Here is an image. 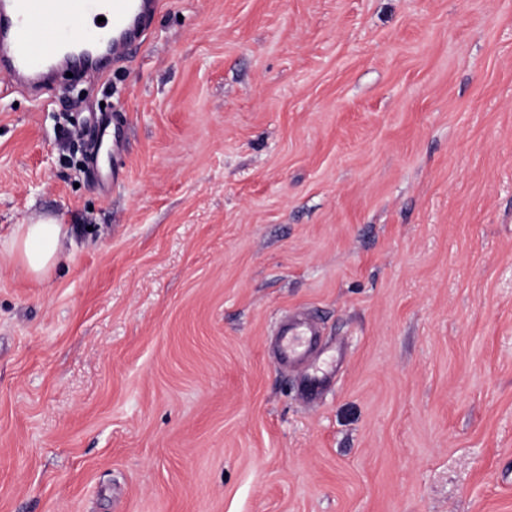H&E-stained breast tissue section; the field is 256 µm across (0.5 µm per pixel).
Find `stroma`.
Wrapping results in <instances>:
<instances>
[{"mask_svg":"<svg viewBox=\"0 0 512 512\" xmlns=\"http://www.w3.org/2000/svg\"><path fill=\"white\" fill-rule=\"evenodd\" d=\"M41 215L0 512H512V0H161L102 78L0 77V243ZM293 312L343 355L313 402ZM64 234L63 224L51 218L20 224L4 244V252L34 276L42 277L64 259L59 248ZM276 336L279 362L284 366H298L311 355L320 333L312 318L292 317L280 323Z\"/></svg>","mask_w":512,"mask_h":512,"instance_id":"35a3bbf8","label":"stroma"}]
</instances>
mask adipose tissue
Segmentation results:
<instances>
[{"label":"adipose tissue","instance_id":"ef3b65f1","mask_svg":"<svg viewBox=\"0 0 512 512\" xmlns=\"http://www.w3.org/2000/svg\"><path fill=\"white\" fill-rule=\"evenodd\" d=\"M62 225L53 219L18 225L4 248L6 254L34 276L41 277L60 264L64 258L60 241Z\"/></svg>","mask_w":512,"mask_h":512}]
</instances>
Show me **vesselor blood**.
<instances>
[{
    "instance_id": "obj_1",
    "label": "vessel or blood",
    "mask_w": 512,
    "mask_h": 512,
    "mask_svg": "<svg viewBox=\"0 0 512 512\" xmlns=\"http://www.w3.org/2000/svg\"><path fill=\"white\" fill-rule=\"evenodd\" d=\"M158 0H0V68L37 79L53 62L64 43L83 37L104 45L113 60L124 59L129 48L147 34V17ZM104 15L95 31L84 20ZM319 328L309 317H292L277 329L282 365L303 364L317 344Z\"/></svg>"
}]
</instances>
